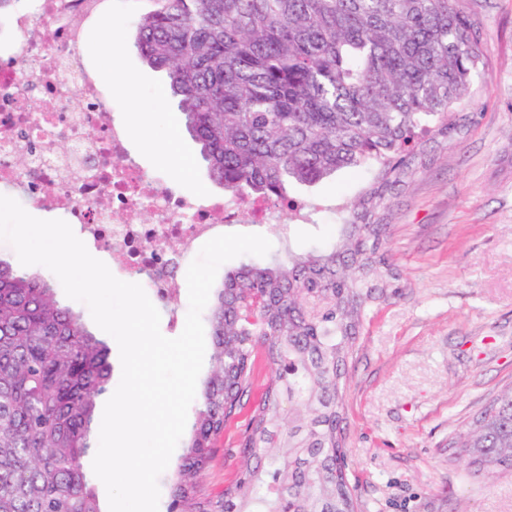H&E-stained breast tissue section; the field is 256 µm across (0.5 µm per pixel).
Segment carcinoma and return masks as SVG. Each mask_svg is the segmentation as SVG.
Instances as JSON below:
<instances>
[{"label": "carcinoma", "instance_id": "1", "mask_svg": "<svg viewBox=\"0 0 512 512\" xmlns=\"http://www.w3.org/2000/svg\"><path fill=\"white\" fill-rule=\"evenodd\" d=\"M126 49L165 72L210 178L231 201L288 197L340 170L373 184L323 249L242 264L210 307L215 350L183 455V512H360L343 438L344 369L378 282L388 194L418 132L442 137L485 65L459 0H148ZM246 466L212 496L199 476L251 394ZM112 390L107 338L58 283L0 260V512H102L88 461ZM474 471L512 472V391L460 434Z\"/></svg>", "mask_w": 512, "mask_h": 512}]
</instances>
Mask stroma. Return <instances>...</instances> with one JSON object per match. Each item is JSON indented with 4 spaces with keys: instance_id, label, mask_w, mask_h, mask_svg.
<instances>
[{
    "instance_id": "1",
    "label": "stroma",
    "mask_w": 512,
    "mask_h": 512,
    "mask_svg": "<svg viewBox=\"0 0 512 512\" xmlns=\"http://www.w3.org/2000/svg\"><path fill=\"white\" fill-rule=\"evenodd\" d=\"M465 7L487 64L454 109L474 119L428 141L424 165L390 193L384 249L398 292L370 304L347 365L343 427L363 512H512V474L474 471L455 446L484 407L512 389V0ZM110 11L111 21L94 25L76 53L110 87L129 157L163 184L220 193L181 114L163 109L164 73L124 49L128 6L114 0ZM364 187L346 171L311 187L293 184L290 199L318 209L311 223L280 235L245 216L224 230L267 236L282 257L305 252ZM175 285L173 300L151 298L170 338L188 311L185 275ZM248 419L241 412L216 444L203 475L207 492L240 474L235 445Z\"/></svg>"
}]
</instances>
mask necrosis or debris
Wrapping results in <instances>:
<instances>
[{
  "label": "necrosis or debris",
  "instance_id": "obj_1",
  "mask_svg": "<svg viewBox=\"0 0 512 512\" xmlns=\"http://www.w3.org/2000/svg\"><path fill=\"white\" fill-rule=\"evenodd\" d=\"M107 0H28L11 15L0 42V181L18 183L32 199L69 216L88 244L109 247L125 270L156 294L197 245L236 223L224 197L187 196L158 185L152 172L124 156L126 134L115 123L99 76L75 49ZM90 105L69 107L73 94ZM41 100V110L30 103ZM28 152L26 169L13 159ZM110 204L100 207L101 197ZM136 210L149 211L134 223Z\"/></svg>",
  "mask_w": 512,
  "mask_h": 512
}]
</instances>
